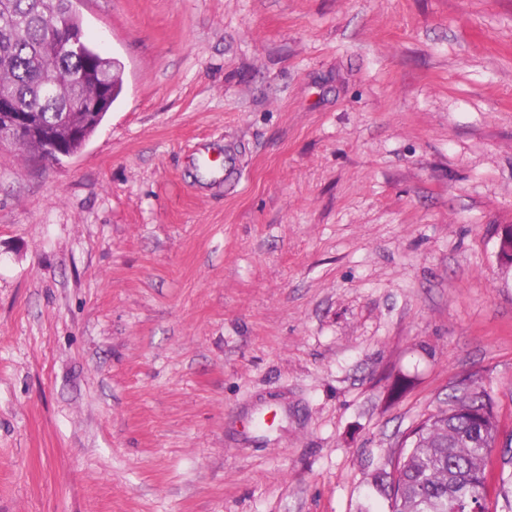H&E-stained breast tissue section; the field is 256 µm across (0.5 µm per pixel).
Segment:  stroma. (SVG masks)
Listing matches in <instances>:
<instances>
[{
	"instance_id": "stroma-1",
	"label": "stroma",
	"mask_w": 512,
	"mask_h": 512,
	"mask_svg": "<svg viewBox=\"0 0 512 512\" xmlns=\"http://www.w3.org/2000/svg\"><path fill=\"white\" fill-rule=\"evenodd\" d=\"M77 10L122 92L0 145V512H390L462 382L512 432V0Z\"/></svg>"
}]
</instances>
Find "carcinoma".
Wrapping results in <instances>:
<instances>
[{"label": "carcinoma", "instance_id": "cac0c4a2", "mask_svg": "<svg viewBox=\"0 0 512 512\" xmlns=\"http://www.w3.org/2000/svg\"><path fill=\"white\" fill-rule=\"evenodd\" d=\"M65 0H0V99L51 124L77 102L45 98L43 83L58 79L85 99L98 89L78 79L83 61L56 49L66 24ZM490 393L482 389L455 398L448 409L419 420L373 478L391 499V512H512V474L493 484L489 464L499 438Z\"/></svg>", "mask_w": 512, "mask_h": 512}]
</instances>
